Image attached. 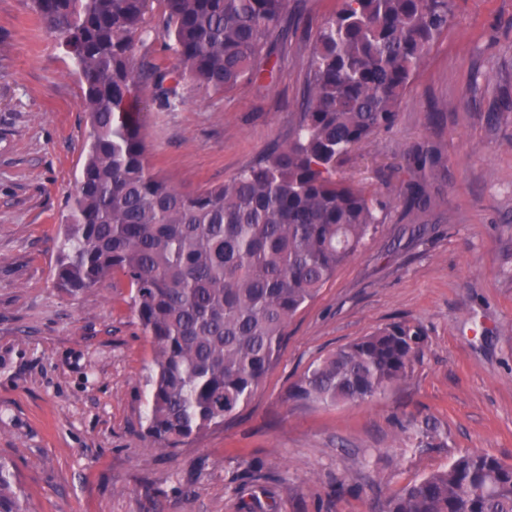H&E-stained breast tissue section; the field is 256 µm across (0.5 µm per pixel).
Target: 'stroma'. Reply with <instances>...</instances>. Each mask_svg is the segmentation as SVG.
Here are the masks:
<instances>
[{"label":"stroma","instance_id":"stroma-1","mask_svg":"<svg viewBox=\"0 0 512 512\" xmlns=\"http://www.w3.org/2000/svg\"><path fill=\"white\" fill-rule=\"evenodd\" d=\"M336 0H289L273 77L225 94L189 80L142 123L177 187L228 182L290 140L314 36ZM72 56L30 0H0V460L35 512H379L484 451L512 463V0H454L395 123L338 173L375 192L377 232L288 322L274 368L224 425L176 450L143 439L152 347L119 278L54 285L89 126ZM445 159L406 211L403 154ZM394 323L425 339L410 377L365 402L293 400L307 368Z\"/></svg>","mask_w":512,"mask_h":512}]
</instances>
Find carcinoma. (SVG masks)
<instances>
[{"mask_svg": "<svg viewBox=\"0 0 512 512\" xmlns=\"http://www.w3.org/2000/svg\"><path fill=\"white\" fill-rule=\"evenodd\" d=\"M176 63L134 49L153 2ZM314 39L296 137L230 181L172 185L145 159L140 91L177 103L187 78L223 93L265 75L288 0H32L75 59L90 131L68 201L57 281L75 295L114 276L150 338L143 438L174 449L234 417L280 356L288 320L365 244L378 200L337 175L359 143L389 128L414 72L452 15V0H336ZM441 164L427 141L405 158V205L429 204L420 173ZM419 328L394 324L312 364L290 397L368 401L405 381ZM0 512H33L0 462ZM382 512H512V463L460 456L385 501Z\"/></svg>", "mask_w": 512, "mask_h": 512, "instance_id": "obj_1", "label": "carcinoma"}]
</instances>
